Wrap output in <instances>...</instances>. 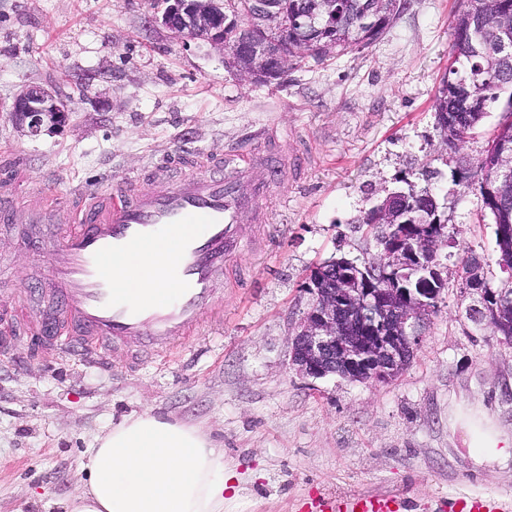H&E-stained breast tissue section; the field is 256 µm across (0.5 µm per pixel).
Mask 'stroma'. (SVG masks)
Masks as SVG:
<instances>
[{"label":"stroma","mask_w":512,"mask_h":512,"mask_svg":"<svg viewBox=\"0 0 512 512\" xmlns=\"http://www.w3.org/2000/svg\"><path fill=\"white\" fill-rule=\"evenodd\" d=\"M456 0H407L373 44L289 61L269 83L246 80L221 52L164 27L155 0H0V178L23 175L62 194L161 161L249 143L261 131L311 166L272 186V219L238 259L251 281L221 282L218 303L178 354L103 369L19 336L0 355V512H63L95 438L125 416L201 422L236 475L224 512H299L325 493L392 492L409 512H454L462 494L512 502V460L474 467L449 424L460 404L484 405L512 431V344L466 316L463 257L499 284L493 226L452 182L459 155L480 157L502 119L491 106L461 153L434 128ZM27 83L68 100L54 134L31 136L10 107ZM447 209L436 254L447 282L410 364L391 382L300 375L291 339L312 300L311 271L335 257L373 260L377 228L364 208L422 168ZM46 224L0 223V304L36 310L29 273L49 256L27 249Z\"/></svg>","instance_id":"35a3bbf8"}]
</instances>
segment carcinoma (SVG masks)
<instances>
[{
	"label": "carcinoma",
	"instance_id": "cac0c4a2",
	"mask_svg": "<svg viewBox=\"0 0 512 512\" xmlns=\"http://www.w3.org/2000/svg\"><path fill=\"white\" fill-rule=\"evenodd\" d=\"M288 38L301 37L314 46L313 56L326 57L377 41L400 15L401 0H283ZM315 15L314 27L294 25L297 18ZM453 43L448 72L441 80L432 109L435 130L446 143L469 136L492 104L504 114L494 140L496 152L512 154V57L505 45L512 43V0H458L453 14ZM499 162L482 153L475 161L459 160L452 172L460 191H472V171L496 175ZM398 215L394 222L412 217L430 224L445 210L430 188L410 181L397 189ZM480 212L494 224L498 260L512 258V191L481 198ZM487 326L498 336H512V309L492 313Z\"/></svg>",
	"mask_w": 512,
	"mask_h": 512
}]
</instances>
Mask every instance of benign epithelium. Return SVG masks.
Instances as JSON below:
<instances>
[{
    "label": "benign epithelium",
    "instance_id": "obj_1",
    "mask_svg": "<svg viewBox=\"0 0 512 512\" xmlns=\"http://www.w3.org/2000/svg\"><path fill=\"white\" fill-rule=\"evenodd\" d=\"M267 18L268 28L283 50L270 52V40L255 41L242 36L235 45L224 41V7L217 0H173L161 23L171 32L199 38L227 53L231 60L245 52L272 57L269 71H242L251 81L269 82L292 57L311 53L304 39L288 41L279 0H249L243 20ZM70 104L41 84L25 85L14 98L12 120L33 136L58 130L69 120ZM412 239L397 242L402 264L394 266L379 255L363 266L331 264L327 285H309L314 300L292 339L290 362L309 377L339 375L352 380L387 382L401 371L414 355L420 336L416 325L435 312L432 285L441 280L434 265L435 250L442 236L434 230L441 224H415Z\"/></svg>",
    "mask_w": 512,
    "mask_h": 512
}]
</instances>
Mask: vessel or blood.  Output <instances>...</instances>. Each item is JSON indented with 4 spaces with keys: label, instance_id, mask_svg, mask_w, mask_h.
I'll use <instances>...</instances> for the list:
<instances>
[{
    "label": "vessel or blood",
    "instance_id": "b4317fda",
    "mask_svg": "<svg viewBox=\"0 0 512 512\" xmlns=\"http://www.w3.org/2000/svg\"><path fill=\"white\" fill-rule=\"evenodd\" d=\"M305 157L283 158L267 144L216 149L173 177L167 164L152 165L142 180L110 177L97 187L75 186L53 197L40 214L56 225L52 239L33 237L30 250L48 253L45 275L53 297L50 312L27 323L31 335L64 343L69 354L106 365L113 350L130 358L171 347L197 334L204 312L215 304V284L240 282L237 258L248 248L257 224L269 223L263 199L271 182L307 165ZM265 165L268 177L255 175ZM253 210L256 225L242 223ZM181 231L179 246L160 271L172 283L171 299L135 298L112 279V263L135 249ZM316 512H402L392 494H331ZM455 512H512V505L481 495L457 497Z\"/></svg>",
    "mask_w": 512,
    "mask_h": 512
}]
</instances>
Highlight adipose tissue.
Returning <instances> with one entry per match:
<instances>
[{"instance_id": "ef3b65f1", "label": "adipose tissue", "mask_w": 512, "mask_h": 512, "mask_svg": "<svg viewBox=\"0 0 512 512\" xmlns=\"http://www.w3.org/2000/svg\"><path fill=\"white\" fill-rule=\"evenodd\" d=\"M176 242L172 236L139 248L113 265V279L132 295L165 299V284L153 271ZM451 430L461 436L474 466L512 459V433L483 408L458 406ZM82 469L86 478L64 512H224V452L196 424L148 410L129 416L96 438Z\"/></svg>"}]
</instances>
